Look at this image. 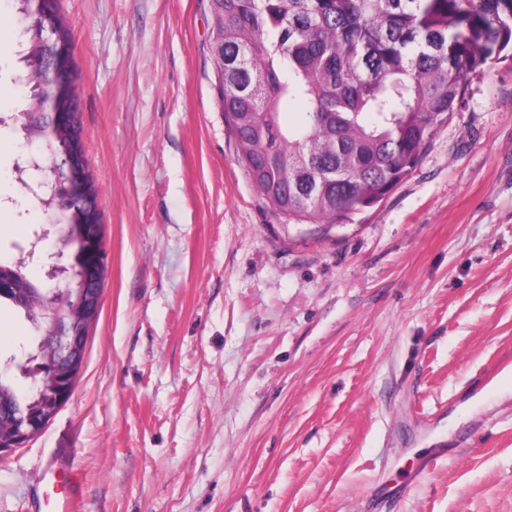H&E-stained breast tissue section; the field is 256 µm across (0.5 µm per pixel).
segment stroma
I'll list each match as a JSON object with an SVG mask.
<instances>
[{"instance_id": "stroma-1", "label": "stroma", "mask_w": 512, "mask_h": 512, "mask_svg": "<svg viewBox=\"0 0 512 512\" xmlns=\"http://www.w3.org/2000/svg\"><path fill=\"white\" fill-rule=\"evenodd\" d=\"M0 259L65 265L20 172L0 0ZM107 274L69 401L0 457V512H512V63L477 73L374 209L284 224L224 119L208 0H61ZM41 260L29 261L34 232ZM32 340L0 305V356Z\"/></svg>"}]
</instances>
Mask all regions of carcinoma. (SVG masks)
I'll use <instances>...</instances> for the list:
<instances>
[{
    "label": "carcinoma",
    "mask_w": 512,
    "mask_h": 512,
    "mask_svg": "<svg viewBox=\"0 0 512 512\" xmlns=\"http://www.w3.org/2000/svg\"><path fill=\"white\" fill-rule=\"evenodd\" d=\"M212 33L224 32V82L217 85L241 160L260 195L286 224H349L378 206L422 157L464 101L470 77L512 61V0H213ZM30 36L26 77L50 62ZM28 125L45 122L55 91L27 83ZM305 108L293 127L284 104ZM311 155L304 171L297 155ZM43 203L57 213L73 248L77 294L83 259L81 209ZM51 306V289L21 266L0 262V278ZM24 312L37 338L55 335L48 319ZM0 362V414L36 395H20L16 372L28 357Z\"/></svg>",
    "instance_id": "cac0c4a2"
}]
</instances>
